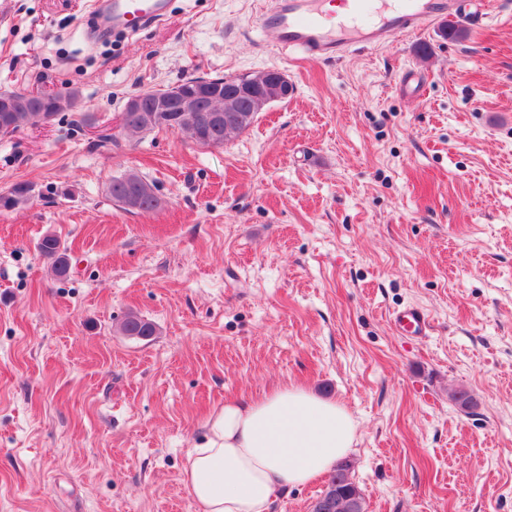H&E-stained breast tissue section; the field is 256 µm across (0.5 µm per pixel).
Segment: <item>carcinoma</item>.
I'll use <instances>...</instances> for the list:
<instances>
[{"label":"carcinoma","instance_id":"cac0c4a2","mask_svg":"<svg viewBox=\"0 0 512 512\" xmlns=\"http://www.w3.org/2000/svg\"><path fill=\"white\" fill-rule=\"evenodd\" d=\"M6 99L26 101L29 104L30 111L11 113L10 126L0 125L1 137L12 135L24 125H35L44 121L46 111L53 108L60 99L66 101V108L76 107L78 95L74 91L57 94H34L21 90H1L0 102ZM207 108L208 103L204 102L202 103V111L195 113L196 124L190 133L179 124L180 113L178 112H157L150 122L144 121L140 112H123L121 113V127L131 134L150 132L155 129H165L182 135L187 133L194 144L209 147L222 145L242 133L252 125L257 117V114L250 113L249 108L245 107L243 108L244 123L237 125L228 122L227 117L230 116L228 112L223 113V119L217 122L213 119L214 113L207 111ZM108 191L112 201L124 209L135 205L138 210L147 212L156 209L160 205L159 198L154 192V185L135 172H128L112 178ZM31 192L32 188L27 183L14 184L7 192L0 193V210L12 209L19 203L28 200ZM38 249L41 255L49 261L51 272L55 276H67L68 261L65 249L57 236H44L38 245ZM120 332L124 336L145 339L155 335L156 327L151 321L132 313L123 321ZM345 469H347V466L344 461L336 465L317 501L334 503L338 493L349 498H364L362 490L354 479L342 475V471Z\"/></svg>","mask_w":512,"mask_h":512}]
</instances>
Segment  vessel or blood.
Instances as JSON below:
<instances>
[{"instance_id": "b4317fda", "label": "vessel or blood", "mask_w": 512, "mask_h": 512, "mask_svg": "<svg viewBox=\"0 0 512 512\" xmlns=\"http://www.w3.org/2000/svg\"><path fill=\"white\" fill-rule=\"evenodd\" d=\"M326 0H264L253 25L272 33L274 44L314 60L341 59L355 48L388 44L391 38L427 30L447 14H463L471 26L486 17L485 4L461 13L459 0H350V22L335 21L325 7ZM167 0H109L105 25L135 34L166 14ZM404 336H424L431 328L429 316L419 307L407 306L391 319Z\"/></svg>"}]
</instances>
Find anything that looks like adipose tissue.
I'll return each mask as SVG.
<instances>
[{"mask_svg": "<svg viewBox=\"0 0 512 512\" xmlns=\"http://www.w3.org/2000/svg\"><path fill=\"white\" fill-rule=\"evenodd\" d=\"M355 433L344 405L302 386L228 399L189 450L184 482L197 512H271L345 457Z\"/></svg>", "mask_w": 512, "mask_h": 512, "instance_id": "obj_1", "label": "adipose tissue"}]
</instances>
